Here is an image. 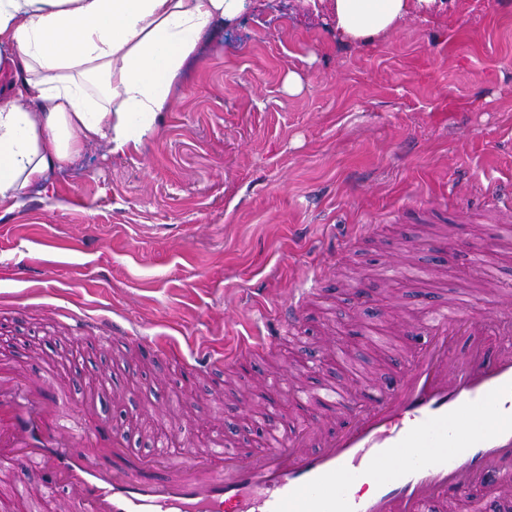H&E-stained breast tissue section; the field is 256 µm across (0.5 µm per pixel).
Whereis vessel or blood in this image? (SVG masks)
<instances>
[{
	"mask_svg": "<svg viewBox=\"0 0 512 512\" xmlns=\"http://www.w3.org/2000/svg\"><path fill=\"white\" fill-rule=\"evenodd\" d=\"M313 295L291 291L280 324L296 328ZM511 307L504 296L479 315L462 296L437 302L416 328L423 343L376 399L356 408L325 388L314 401L334 425L270 431L255 455L224 449L218 434L203 454L131 457L103 423L57 419L51 373L33 382L0 359V467L40 462L69 488L60 512H431L461 497L466 512H486L476 488L512 489ZM69 321L105 343L137 341L116 320Z\"/></svg>",
	"mask_w": 512,
	"mask_h": 512,
	"instance_id": "b4317fda",
	"label": "vessel or blood"
}]
</instances>
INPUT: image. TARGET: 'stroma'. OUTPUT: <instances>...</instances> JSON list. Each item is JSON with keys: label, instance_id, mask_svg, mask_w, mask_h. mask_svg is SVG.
Instances as JSON below:
<instances>
[{"label": "stroma", "instance_id": "1", "mask_svg": "<svg viewBox=\"0 0 512 512\" xmlns=\"http://www.w3.org/2000/svg\"><path fill=\"white\" fill-rule=\"evenodd\" d=\"M49 180L54 195L0 208V355L57 366L70 419L126 413L133 456L185 435L203 449L217 431L260 450L258 406L274 403L288 433L323 417L291 385L330 379L365 402L420 345L401 326L424 298L463 293L485 311L512 295V247L492 234L512 193V0H439L357 43L328 0H244L205 33L154 128L119 154L91 144ZM324 266L330 303L308 304L299 339L234 361ZM57 307L222 353L224 374L77 337ZM328 336L344 356L312 361ZM39 479L35 464L0 470V512H47Z\"/></svg>", "mask_w": 512, "mask_h": 512}]
</instances>
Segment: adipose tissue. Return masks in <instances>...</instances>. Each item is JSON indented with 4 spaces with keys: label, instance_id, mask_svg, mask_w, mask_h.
Here are the masks:
<instances>
[{
    "label": "adipose tissue",
    "instance_id": "ef3b65f1",
    "mask_svg": "<svg viewBox=\"0 0 512 512\" xmlns=\"http://www.w3.org/2000/svg\"><path fill=\"white\" fill-rule=\"evenodd\" d=\"M436 0H332L336 28L361 41ZM234 0H0V207L89 143L125 151L168 111L202 35L232 19Z\"/></svg>",
    "mask_w": 512,
    "mask_h": 512
}]
</instances>
